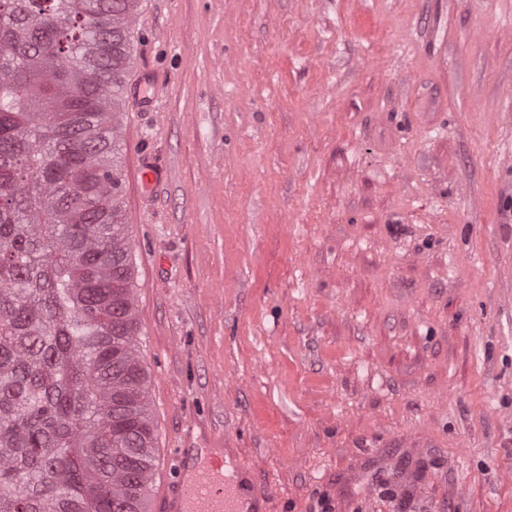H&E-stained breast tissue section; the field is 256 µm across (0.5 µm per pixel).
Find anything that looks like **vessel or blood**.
I'll return each mask as SVG.
<instances>
[{"instance_id": "1", "label": "vessel or blood", "mask_w": 512, "mask_h": 512, "mask_svg": "<svg viewBox=\"0 0 512 512\" xmlns=\"http://www.w3.org/2000/svg\"><path fill=\"white\" fill-rule=\"evenodd\" d=\"M213 458L207 448L183 450L173 486L161 497V512H259L269 504L272 489L245 494L242 477L250 468L239 454H229L220 465Z\"/></svg>"}]
</instances>
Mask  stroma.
<instances>
[{"mask_svg": "<svg viewBox=\"0 0 512 512\" xmlns=\"http://www.w3.org/2000/svg\"><path fill=\"white\" fill-rule=\"evenodd\" d=\"M512 0H140L118 169L150 494L512 512ZM156 179L146 178L145 169ZM210 448H185L181 453L179 471L172 489L164 491L160 501L163 512H266L273 499V487L249 494L261 504L256 507L242 488V476H250V468L238 453H230L221 464L214 466ZM195 459L194 465H189ZM225 466V474L224 467ZM194 474L192 478L190 475ZM247 504H250L247 506Z\"/></svg>", "mask_w": 512, "mask_h": 512, "instance_id": "1", "label": "stroma"}]
</instances>
